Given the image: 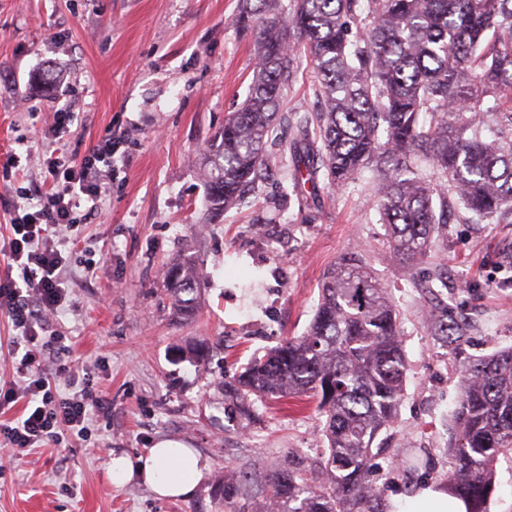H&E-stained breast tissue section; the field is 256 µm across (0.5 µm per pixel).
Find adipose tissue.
<instances>
[{"mask_svg": "<svg viewBox=\"0 0 512 512\" xmlns=\"http://www.w3.org/2000/svg\"><path fill=\"white\" fill-rule=\"evenodd\" d=\"M202 470V464L190 450L167 440L156 443L137 460L113 458L109 477L113 485L121 486L137 475L158 497L177 499L193 493Z\"/></svg>", "mask_w": 512, "mask_h": 512, "instance_id": "1", "label": "adipose tissue"}]
</instances>
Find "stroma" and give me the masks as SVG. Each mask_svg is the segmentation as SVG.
Instances as JSON below:
<instances>
[{"label": "stroma", "mask_w": 512, "mask_h": 512, "mask_svg": "<svg viewBox=\"0 0 512 512\" xmlns=\"http://www.w3.org/2000/svg\"><path fill=\"white\" fill-rule=\"evenodd\" d=\"M240 5L0 0V170L20 154L28 181L38 183L48 146L78 159L105 136L121 142L103 203L82 230L98 268L86 277L84 253L73 255L55 320L66 336L62 360L95 367L110 410L81 446L0 448V512H224L214 496L224 468L260 480L287 468L291 455L318 457L326 439L313 405L254 397L245 413L233 390L250 358L306 332L328 269L346 255L365 262L401 315L403 396L371 461L388 502L408 496L386 449H422L417 488L442 486L450 466L458 377L453 352L430 333L433 274L447 272L448 316L466 322L468 356L512 345V224L450 220L426 262L410 268L392 254L373 171L315 198L294 189L280 146L296 135L295 113L317 108L309 65L284 100L256 194L207 224L199 154L245 100L255 66L253 38L233 23ZM50 67L65 70L64 85L34 83ZM61 107L74 122L57 141L48 128ZM186 255L206 276L193 324L176 319L160 276ZM203 338L209 358L190 360L186 346ZM161 439L195 449L204 464L191 498L109 481L111 457L136 458Z\"/></svg>", "instance_id": "obj_1"}]
</instances>
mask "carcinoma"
I'll use <instances>...</instances> for the list:
<instances>
[{
  "mask_svg": "<svg viewBox=\"0 0 512 512\" xmlns=\"http://www.w3.org/2000/svg\"><path fill=\"white\" fill-rule=\"evenodd\" d=\"M235 25L251 30L256 63L241 107L207 141L200 170L210 218L252 192L267 143L302 58L316 74L319 111L284 148L295 186L345 187L364 168L394 256L412 264L453 211L512 224V0H243ZM171 306L198 317L204 273L187 257L164 270ZM430 332L455 347L459 397L448 448V492L488 512L494 462L512 454V347L463 355L464 324L431 313ZM405 371L399 315L360 258L327 273L303 336L250 360L241 397L312 398L324 418L328 481L313 485L298 455L266 477L262 512H391L367 461L391 427ZM248 475L223 482L226 512Z\"/></svg>",
  "mask_w": 512,
  "mask_h": 512,
  "instance_id": "1",
  "label": "carcinoma"
}]
</instances>
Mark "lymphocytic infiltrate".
I'll use <instances>...</instances> for the list:
<instances>
[{
  "label": "lymphocytic infiltrate",
  "instance_id": "obj_1",
  "mask_svg": "<svg viewBox=\"0 0 512 512\" xmlns=\"http://www.w3.org/2000/svg\"><path fill=\"white\" fill-rule=\"evenodd\" d=\"M42 185L18 183L16 204L0 233V313L12 324L16 376L0 384V409L22 405L0 424V445L20 451L92 438L96 413L106 410L91 371L62 363V335L53 319L65 300L66 271L86 220L94 214L112 175V142L92 147L80 161L55 149L43 161Z\"/></svg>",
  "mask_w": 512,
  "mask_h": 512
}]
</instances>
